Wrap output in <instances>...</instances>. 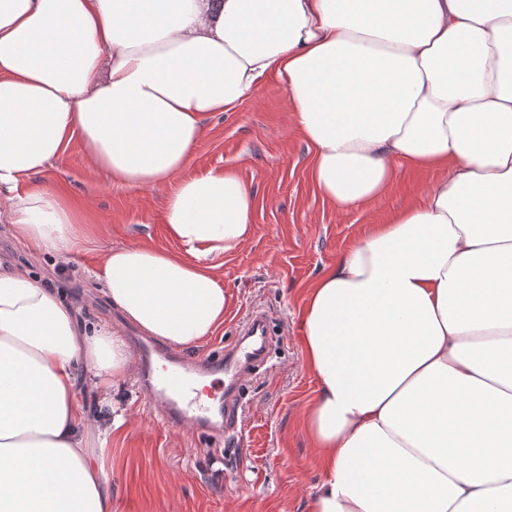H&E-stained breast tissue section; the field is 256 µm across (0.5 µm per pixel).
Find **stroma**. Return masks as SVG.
<instances>
[{
  "label": "stroma",
  "instance_id": "stroma-1",
  "mask_svg": "<svg viewBox=\"0 0 512 512\" xmlns=\"http://www.w3.org/2000/svg\"><path fill=\"white\" fill-rule=\"evenodd\" d=\"M312 155L289 122L286 91L275 78L264 79L253 99L209 120L184 174L235 171L254 195V231L222 256L217 270L227 295L223 325L187 354L222 352L255 307L271 316L277 342L268 369L250 389L241 446L162 424L137 392L134 376L118 383L112 402L127 425L105 450L116 512H311L322 474L303 423L318 383L299 344V310L317 277L367 225L421 200L435 180L431 173L402 170L386 193L341 212L310 181ZM42 181L61 187L81 207L90 240L65 256L33 253L15 237L9 203L0 200V265L59 291L81 325H110L137 346L142 334L123 324L93 271L112 247L177 250L164 224L166 188L113 184L76 142Z\"/></svg>",
  "mask_w": 512,
  "mask_h": 512
}]
</instances>
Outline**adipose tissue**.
<instances>
[{
  "mask_svg": "<svg viewBox=\"0 0 512 512\" xmlns=\"http://www.w3.org/2000/svg\"><path fill=\"white\" fill-rule=\"evenodd\" d=\"M276 77L310 175L349 211L401 167L442 170L309 289L318 381L312 512H512V0H0V197L33 251L65 255L82 210L38 180L80 141L113 183L167 190L181 250L104 252L126 321L192 348L224 322L214 257L253 232L232 170L183 171L205 123ZM125 337L0 270V512H113L104 448ZM85 377L109 410H79Z\"/></svg>",
  "mask_w": 512,
  "mask_h": 512,
  "instance_id": "1",
  "label": "adipose tissue"
}]
</instances>
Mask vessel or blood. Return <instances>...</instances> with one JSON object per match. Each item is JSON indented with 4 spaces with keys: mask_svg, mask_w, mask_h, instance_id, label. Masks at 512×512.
Wrapping results in <instances>:
<instances>
[{
    "mask_svg": "<svg viewBox=\"0 0 512 512\" xmlns=\"http://www.w3.org/2000/svg\"><path fill=\"white\" fill-rule=\"evenodd\" d=\"M271 336L270 318L264 310L257 308L247 315L234 340L225 345L223 354L189 361L174 352L167 359L163 378H156L154 367L142 366L136 381L164 423L187 425L200 433L218 425L225 435L230 436L238 429L242 399L249 391L257 369L267 362ZM217 374L224 377V390L218 405L202 403L192 396L193 376Z\"/></svg>",
    "mask_w": 512,
    "mask_h": 512,
    "instance_id": "1",
    "label": "vessel or blood"
}]
</instances>
